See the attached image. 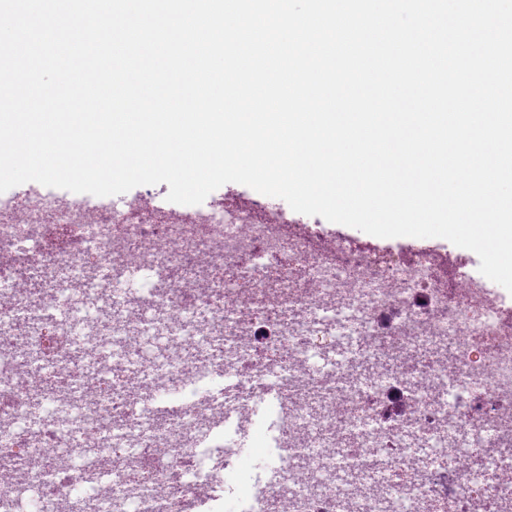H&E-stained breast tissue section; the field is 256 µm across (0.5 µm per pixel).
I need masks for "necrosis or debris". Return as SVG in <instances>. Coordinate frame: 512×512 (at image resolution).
Segmentation results:
<instances>
[{"label":"necrosis or debris","instance_id":"obj_1","mask_svg":"<svg viewBox=\"0 0 512 512\" xmlns=\"http://www.w3.org/2000/svg\"><path fill=\"white\" fill-rule=\"evenodd\" d=\"M90 263L136 264L146 286L120 299L96 285L92 304L52 320L69 288L87 285ZM456 264L336 246L236 205L204 224L104 213L89 230L68 207L48 224L0 222V280L16 287L0 300V420L10 424L0 467L83 448L64 474L27 484L42 512L75 496L98 502L117 477L141 492L114 496L112 512H145L159 488L163 512H240L265 487L235 449V427L251 418L227 420L200 395L249 388L280 367L292 437L275 461L302 449L306 464L265 487L264 512L285 502L294 512H512V311L459 282ZM104 308L111 367L58 359ZM148 310L171 318V360L126 342L133 329L155 334ZM365 372L374 385L361 386ZM89 385L91 402L59 396ZM364 415L377 431L354 432ZM339 455L385 458L391 474L359 466L344 479L331 470Z\"/></svg>","mask_w":512,"mask_h":512}]
</instances>
